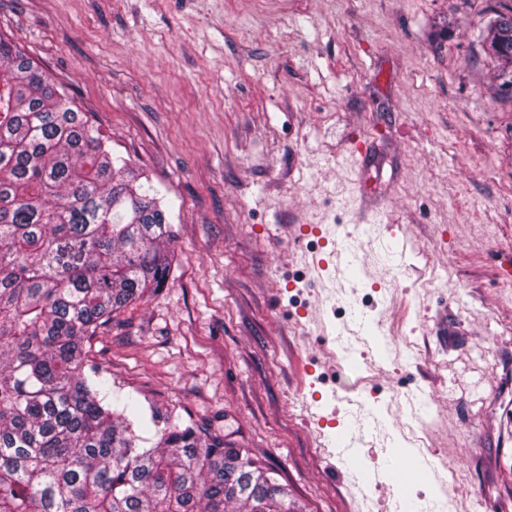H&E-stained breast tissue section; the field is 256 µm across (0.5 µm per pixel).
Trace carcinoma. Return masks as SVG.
Segmentation results:
<instances>
[{"label":"carcinoma","instance_id":"1","mask_svg":"<svg viewBox=\"0 0 512 512\" xmlns=\"http://www.w3.org/2000/svg\"><path fill=\"white\" fill-rule=\"evenodd\" d=\"M486 43L512 94V6ZM143 178L0 34V512H303L246 450L107 401L86 344L171 271Z\"/></svg>","mask_w":512,"mask_h":512}]
</instances>
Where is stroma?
<instances>
[{
	"mask_svg": "<svg viewBox=\"0 0 512 512\" xmlns=\"http://www.w3.org/2000/svg\"><path fill=\"white\" fill-rule=\"evenodd\" d=\"M512 0H0L174 268L89 358L305 512H512ZM485 40L489 54L497 61L499 90L512 95V6L495 12Z\"/></svg>",
	"mask_w": 512,
	"mask_h": 512,
	"instance_id": "1",
	"label": "stroma"
}]
</instances>
